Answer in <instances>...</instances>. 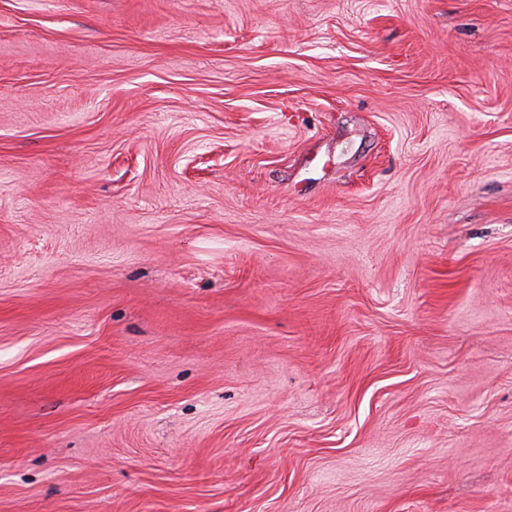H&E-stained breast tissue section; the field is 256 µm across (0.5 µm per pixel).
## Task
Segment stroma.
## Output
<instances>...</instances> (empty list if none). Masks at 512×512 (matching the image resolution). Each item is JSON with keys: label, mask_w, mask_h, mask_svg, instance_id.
<instances>
[{"label": "stroma", "mask_w": 512, "mask_h": 512, "mask_svg": "<svg viewBox=\"0 0 512 512\" xmlns=\"http://www.w3.org/2000/svg\"><path fill=\"white\" fill-rule=\"evenodd\" d=\"M0 512H512V0H0Z\"/></svg>", "instance_id": "35a3bbf8"}]
</instances>
